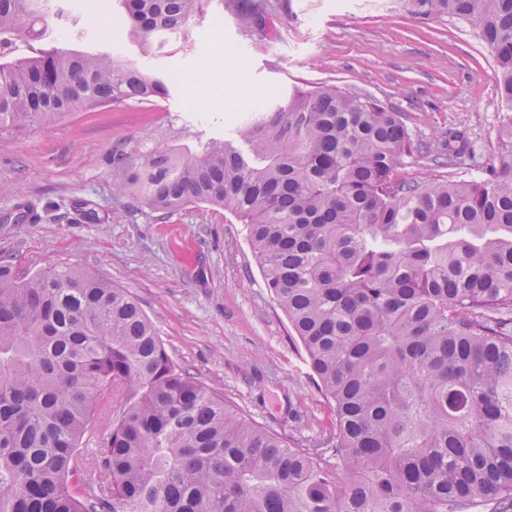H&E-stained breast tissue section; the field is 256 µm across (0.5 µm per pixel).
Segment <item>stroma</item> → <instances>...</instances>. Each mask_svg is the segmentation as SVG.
Listing matches in <instances>:
<instances>
[{
    "label": "stroma",
    "mask_w": 512,
    "mask_h": 512,
    "mask_svg": "<svg viewBox=\"0 0 512 512\" xmlns=\"http://www.w3.org/2000/svg\"><path fill=\"white\" fill-rule=\"evenodd\" d=\"M248 2L265 20L266 39L240 26L230 0H203L185 34L144 57L128 40L122 0H46L45 37L18 44L16 56L52 46L110 52L170 76L171 89L0 134V258L23 278L70 265L127 289L178 364L246 418L306 446L332 430V405L308 375L244 224L204 204L162 216L115 194L113 150L220 139L258 103L330 85L403 113L414 139L438 146L458 132L475 149L452 172L404 159L397 178L470 180L499 164L501 101L494 59L466 23L419 19L399 0ZM206 66L226 73L216 103L193 94ZM78 201L98 221L84 220ZM26 202L35 223L15 220Z\"/></svg>",
    "instance_id": "1"
}]
</instances>
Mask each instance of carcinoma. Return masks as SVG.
Here are the masks:
<instances>
[{
    "label": "carcinoma",
    "mask_w": 512,
    "mask_h": 512,
    "mask_svg": "<svg viewBox=\"0 0 512 512\" xmlns=\"http://www.w3.org/2000/svg\"><path fill=\"white\" fill-rule=\"evenodd\" d=\"M202 0H124L148 54ZM474 28L505 152L471 180H399L403 157L458 167L400 112L294 88L195 150L112 152L113 191L247 226L336 423L310 448L246 419L167 353L139 303L70 266L0 260V512H512V0H404ZM240 24L267 36L261 16ZM41 0H0V130L169 94V78L63 47L13 57ZM112 396L102 448L83 447Z\"/></svg>",
    "instance_id": "carcinoma-1"
}]
</instances>
